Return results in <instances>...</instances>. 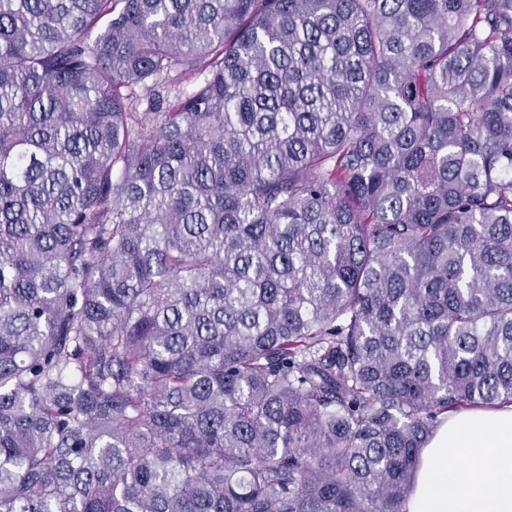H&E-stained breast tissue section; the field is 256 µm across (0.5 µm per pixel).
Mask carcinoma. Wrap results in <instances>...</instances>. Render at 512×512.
<instances>
[{
	"label": "carcinoma",
	"mask_w": 512,
	"mask_h": 512,
	"mask_svg": "<svg viewBox=\"0 0 512 512\" xmlns=\"http://www.w3.org/2000/svg\"><path fill=\"white\" fill-rule=\"evenodd\" d=\"M511 403L512 0H0V512H406Z\"/></svg>",
	"instance_id": "cac0c4a2"
}]
</instances>
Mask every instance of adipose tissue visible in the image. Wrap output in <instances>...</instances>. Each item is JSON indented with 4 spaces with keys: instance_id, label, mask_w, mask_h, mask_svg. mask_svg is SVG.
Returning <instances> with one entry per match:
<instances>
[{
    "instance_id": "1",
    "label": "adipose tissue",
    "mask_w": 512,
    "mask_h": 512,
    "mask_svg": "<svg viewBox=\"0 0 512 512\" xmlns=\"http://www.w3.org/2000/svg\"><path fill=\"white\" fill-rule=\"evenodd\" d=\"M420 459L407 512H512V405L448 414Z\"/></svg>"
}]
</instances>
